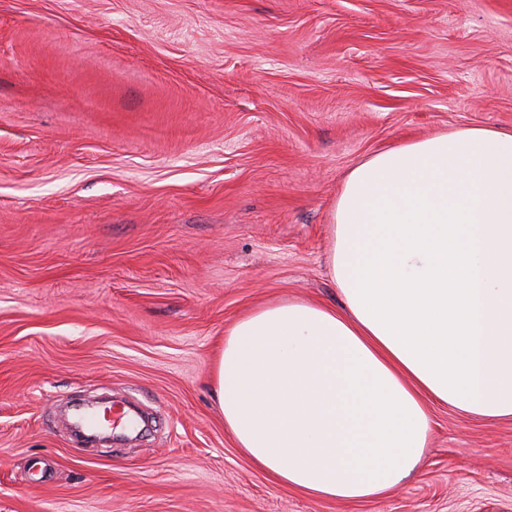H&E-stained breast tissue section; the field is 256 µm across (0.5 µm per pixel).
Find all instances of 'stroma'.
Returning a JSON list of instances; mask_svg holds the SVG:
<instances>
[{
	"mask_svg": "<svg viewBox=\"0 0 512 512\" xmlns=\"http://www.w3.org/2000/svg\"><path fill=\"white\" fill-rule=\"evenodd\" d=\"M512 131V0H0V512H512V420L430 409L421 466L343 504L224 428L225 329L341 307L347 174L409 140ZM143 438L90 447L70 400Z\"/></svg>",
	"mask_w": 512,
	"mask_h": 512,
	"instance_id": "1",
	"label": "stroma"
}]
</instances>
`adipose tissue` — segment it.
<instances>
[{
  "mask_svg": "<svg viewBox=\"0 0 512 512\" xmlns=\"http://www.w3.org/2000/svg\"><path fill=\"white\" fill-rule=\"evenodd\" d=\"M330 263L342 308L283 301L225 331V428L274 480L353 503L420 465L430 403L512 419V132L466 127L348 174Z\"/></svg>",
  "mask_w": 512,
  "mask_h": 512,
  "instance_id": "1",
  "label": "adipose tissue"
}]
</instances>
